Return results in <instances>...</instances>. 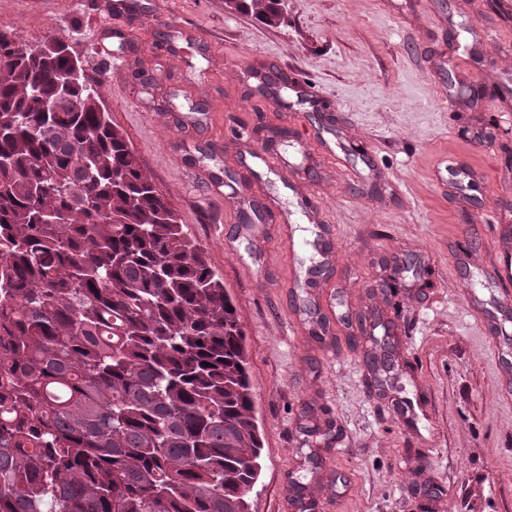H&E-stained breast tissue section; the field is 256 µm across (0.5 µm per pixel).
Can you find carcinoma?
Instances as JSON below:
<instances>
[{
	"mask_svg": "<svg viewBox=\"0 0 512 512\" xmlns=\"http://www.w3.org/2000/svg\"><path fill=\"white\" fill-rule=\"evenodd\" d=\"M267 25L283 0H232ZM0 31V512H249L247 339L100 83Z\"/></svg>",
	"mask_w": 512,
	"mask_h": 512,
	"instance_id": "carcinoma-1",
	"label": "carcinoma"
}]
</instances>
